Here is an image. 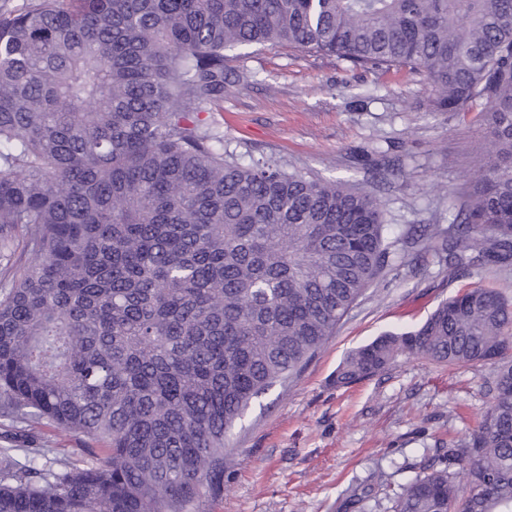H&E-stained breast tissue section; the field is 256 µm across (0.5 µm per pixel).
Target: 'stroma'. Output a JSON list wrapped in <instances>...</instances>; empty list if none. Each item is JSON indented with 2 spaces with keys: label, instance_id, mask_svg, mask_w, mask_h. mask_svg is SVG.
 <instances>
[{
  "label": "stroma",
  "instance_id": "35a3bbf8",
  "mask_svg": "<svg viewBox=\"0 0 512 512\" xmlns=\"http://www.w3.org/2000/svg\"><path fill=\"white\" fill-rule=\"evenodd\" d=\"M224 74L223 109L211 119L225 150L372 191L394 246L305 371L238 422L224 495L207 512H359L364 493L373 512H390L386 487L478 425L496 368L411 357L348 386L332 377L349 351L420 325L464 289L490 284L512 297V265L452 275L413 244L423 226L450 224L454 197L490 147L484 127L473 112L430 111L421 73L384 74L285 44L226 51Z\"/></svg>",
  "mask_w": 512,
  "mask_h": 512
}]
</instances>
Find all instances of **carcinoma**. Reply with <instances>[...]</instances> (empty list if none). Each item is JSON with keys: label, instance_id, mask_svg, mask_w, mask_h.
Returning a JSON list of instances; mask_svg holds the SVG:
<instances>
[{"label": "carcinoma", "instance_id": "carcinoma-1", "mask_svg": "<svg viewBox=\"0 0 512 512\" xmlns=\"http://www.w3.org/2000/svg\"><path fill=\"white\" fill-rule=\"evenodd\" d=\"M288 43L422 73L491 150L421 250L512 260V0H25L0 11V416L80 460L0 450V512H201L226 438L288 385L388 262L369 191L245 165L204 112L224 50ZM512 300L479 285L350 351L496 364L489 410L389 494L391 512H512ZM464 473L465 486L457 482ZM36 444L41 448H50L52 454L49 457H69L80 459L84 456L83 447L79 439L56 429L54 426L45 425L37 435Z\"/></svg>", "mask_w": 512, "mask_h": 512}]
</instances>
